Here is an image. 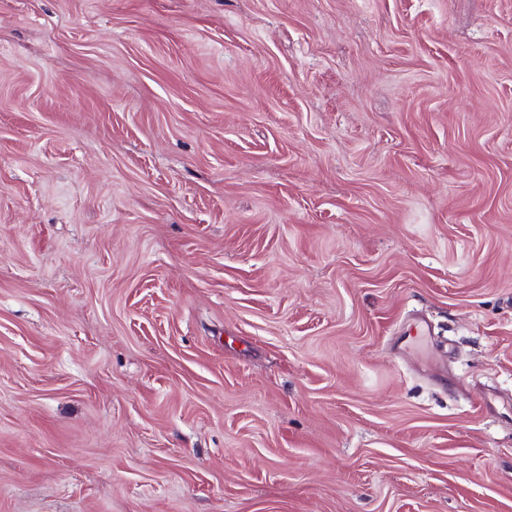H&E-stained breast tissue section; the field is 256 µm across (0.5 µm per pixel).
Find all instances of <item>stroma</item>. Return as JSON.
I'll list each match as a JSON object with an SVG mask.
<instances>
[{"label":"stroma","instance_id":"obj_1","mask_svg":"<svg viewBox=\"0 0 512 512\" xmlns=\"http://www.w3.org/2000/svg\"><path fill=\"white\" fill-rule=\"evenodd\" d=\"M0 512H512V0H0Z\"/></svg>","mask_w":512,"mask_h":512}]
</instances>
